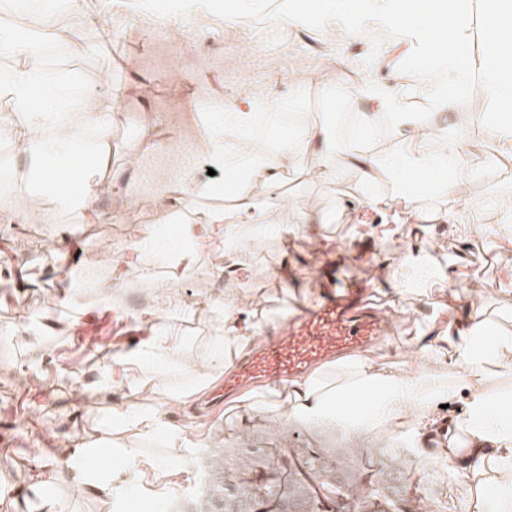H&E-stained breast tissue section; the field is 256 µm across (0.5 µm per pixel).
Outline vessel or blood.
<instances>
[{"label": "vessel or blood", "mask_w": 512, "mask_h": 512, "mask_svg": "<svg viewBox=\"0 0 512 512\" xmlns=\"http://www.w3.org/2000/svg\"><path fill=\"white\" fill-rule=\"evenodd\" d=\"M363 296L361 280L331 277L323 302L301 308L259 350L225 374V392L257 380L285 383L308 368L381 340L388 323L380 313L363 309Z\"/></svg>", "instance_id": "vessel-or-blood-1"}]
</instances>
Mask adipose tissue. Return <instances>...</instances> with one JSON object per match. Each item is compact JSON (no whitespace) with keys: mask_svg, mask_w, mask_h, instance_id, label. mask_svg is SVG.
Instances as JSON below:
<instances>
[{"mask_svg":"<svg viewBox=\"0 0 512 512\" xmlns=\"http://www.w3.org/2000/svg\"><path fill=\"white\" fill-rule=\"evenodd\" d=\"M8 88L16 101L12 129L23 136L18 147L27 153L43 185L53 188L54 204L60 211H85L98 186L94 172L77 166L71 171L75 190H55V174L48 158L68 154L71 141L61 135L67 129L69 115L63 110L65 92L60 86L44 81L39 66L28 65L0 78V88ZM429 129L424 125L411 128V143L392 158L372 160L365 171L367 181L385 177L407 178L428 171L432 161L425 156L424 141ZM270 172L262 165L249 168L247 178L226 171L225 182L235 194L233 211L208 212L206 224L223 227L224 247L232 249L233 231L240 224H262L267 211L256 190L269 181ZM248 299L237 300L224 311V332L214 346L223 352L225 361L244 357L258 339L253 324L245 317ZM436 347L430 348V368L418 367L410 357L385 362L371 354H354L335 373L315 370L298 382L269 385L251 393V404H271L286 417L334 422L350 432H358L389 419L405 421L416 433H424L425 414L434 403L437 377L448 374L449 389L465 385L470 392L469 414L465 434L475 448L471 456L472 480L487 478L483 491L495 501L498 512H512V400L488 399L486 385L492 376L512 372V336L489 325L486 318H475L471 330L445 328L440 331ZM353 394L368 397L369 411L354 419L341 409L343 399Z\"/></svg>","mask_w":512,"mask_h":512,"instance_id":"adipose-tissue-1","label":"adipose tissue"}]
</instances>
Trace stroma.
<instances>
[{
  "instance_id": "1",
  "label": "stroma",
  "mask_w": 512,
  "mask_h": 512,
  "mask_svg": "<svg viewBox=\"0 0 512 512\" xmlns=\"http://www.w3.org/2000/svg\"><path fill=\"white\" fill-rule=\"evenodd\" d=\"M240 26L200 10L151 33L129 27L112 41L89 37L76 51L40 56L47 80L76 73L83 91L117 102L99 167L104 183L86 212L56 211L32 183L28 156L0 136V209L22 204L44 218H0V512H42L48 496L61 512H176L196 494L211 451L240 440L249 448H295L303 440L363 448L390 439L439 456L440 448L425 446L398 420L358 435L319 421H281L273 406L228 398L205 416L179 401L186 386L209 395L224 385L229 367L214 338L226 302L250 291L253 319L272 335L273 323L295 315L296 295L318 297L326 261L342 259L343 276L365 278L391 321L392 334L374 354L404 355L413 338L434 340L449 319L462 322L473 311L512 331V213L499 206L512 199V158L496 152L443 179L448 150L440 142L449 132L500 143L483 131L481 114L464 120L458 104L435 109L427 121L424 148L435 167L408 188L419 222L396 226L390 211L372 206L396 184L365 181L351 150L337 152L331 172L307 151L298 169L262 188L268 222L238 228L251 273L235 270L223 236L199 223L202 212L225 205L202 193L210 156L201 146L225 103L253 96L271 104L298 89L315 95L340 84L353 91L355 114L376 121L384 106L356 90L372 81L403 92L408 79L385 56L405 57L413 47L405 37L390 40L367 68L369 40L335 24L319 32L287 21L279 45L256 50L244 45ZM183 38L189 53L172 55L171 42ZM157 139L163 149H154ZM474 202L480 233L468 227ZM286 210L303 220L288 246L272 229ZM403 251L428 258L430 277L401 272ZM161 318L173 326L160 344V378L171 393L165 403L139 387L137 364L157 342ZM131 409L151 413L156 431H132L121 418ZM101 448L111 449L127 479L125 495L108 507L76 472L95 467ZM127 448L136 456L124 457ZM467 475L464 467L431 473L444 493L439 512H473Z\"/></svg>"
}]
</instances>
